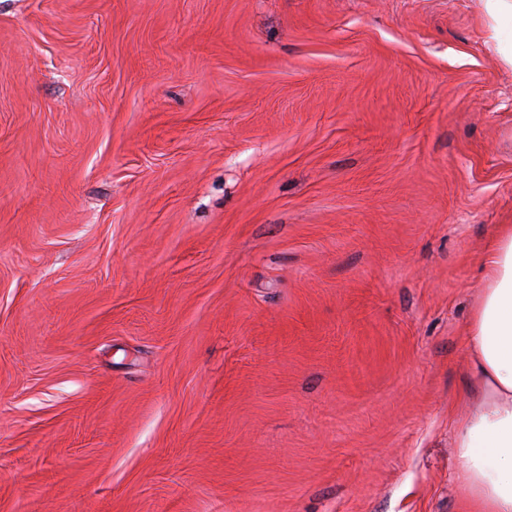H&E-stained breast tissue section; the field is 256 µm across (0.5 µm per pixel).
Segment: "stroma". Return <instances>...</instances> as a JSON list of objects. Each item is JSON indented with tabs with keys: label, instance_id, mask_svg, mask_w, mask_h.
<instances>
[{
	"label": "stroma",
	"instance_id": "obj_1",
	"mask_svg": "<svg viewBox=\"0 0 512 512\" xmlns=\"http://www.w3.org/2000/svg\"><path fill=\"white\" fill-rule=\"evenodd\" d=\"M492 35L484 0H0V512H468Z\"/></svg>",
	"mask_w": 512,
	"mask_h": 512
}]
</instances>
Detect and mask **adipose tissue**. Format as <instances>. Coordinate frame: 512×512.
I'll use <instances>...</instances> for the list:
<instances>
[{"label":"adipose tissue","mask_w":512,"mask_h":512,"mask_svg":"<svg viewBox=\"0 0 512 512\" xmlns=\"http://www.w3.org/2000/svg\"><path fill=\"white\" fill-rule=\"evenodd\" d=\"M467 331L466 399L453 433L458 483L473 512H512V225L483 257Z\"/></svg>","instance_id":"obj_1"}]
</instances>
